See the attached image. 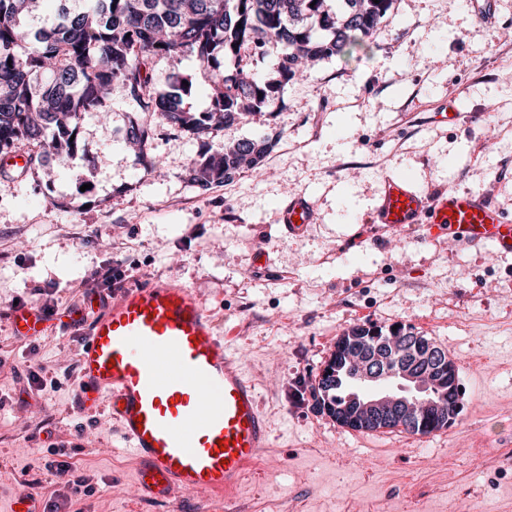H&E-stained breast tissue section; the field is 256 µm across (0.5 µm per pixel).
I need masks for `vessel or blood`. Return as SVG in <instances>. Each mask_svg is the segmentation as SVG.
<instances>
[{
	"instance_id": "b4317fda",
	"label": "vessel or blood",
	"mask_w": 512,
	"mask_h": 512,
	"mask_svg": "<svg viewBox=\"0 0 512 512\" xmlns=\"http://www.w3.org/2000/svg\"><path fill=\"white\" fill-rule=\"evenodd\" d=\"M312 220L304 197L284 208L287 233H302ZM372 221L382 230L421 224L431 239L490 242L512 252V222L481 192L434 195L388 174ZM10 320L16 335L30 338L48 322L26 305L14 307ZM104 396L144 499L169 503L188 493L231 502L269 445L255 383L192 289L179 284L132 282L88 317L75 406L91 410ZM0 512H44L43 499L31 491L1 498Z\"/></svg>"
}]
</instances>
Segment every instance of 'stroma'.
Segmentation results:
<instances>
[{
    "label": "stroma",
    "mask_w": 512,
    "mask_h": 512,
    "mask_svg": "<svg viewBox=\"0 0 512 512\" xmlns=\"http://www.w3.org/2000/svg\"><path fill=\"white\" fill-rule=\"evenodd\" d=\"M489 2L485 17L469 0H394L369 51L317 62L274 111L213 133L219 150L279 132L260 174L199 190L184 158L203 145L162 124L149 150L160 174L135 165V107L121 99L110 125L85 119L68 162L0 171V494L30 490L56 512H165L137 500L107 402L72 406L85 330L68 312L107 294L94 273L118 264L193 289L260 389L273 442L235 512H512V254L369 224L389 173L432 193L484 190L512 217V0ZM455 97L472 122L449 120ZM299 195L314 218L293 236L283 208ZM18 302L54 305L41 335L14 334ZM369 323L447 349L462 391L451 427L361 433L317 410L337 336Z\"/></svg>",
    "instance_id": "stroma-1"
}]
</instances>
